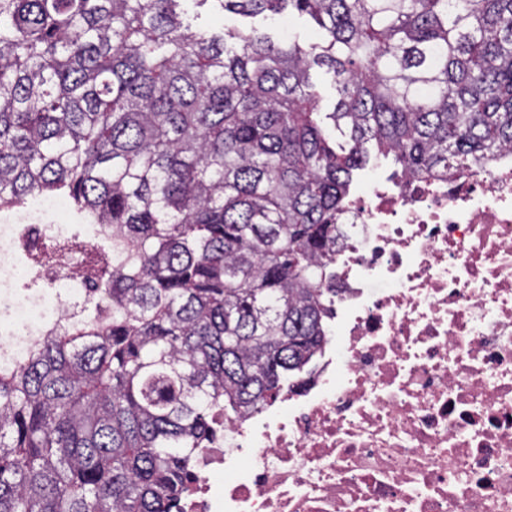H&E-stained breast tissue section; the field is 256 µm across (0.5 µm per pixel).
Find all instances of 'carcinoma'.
I'll return each mask as SVG.
<instances>
[{
  "label": "carcinoma",
  "mask_w": 512,
  "mask_h": 512,
  "mask_svg": "<svg viewBox=\"0 0 512 512\" xmlns=\"http://www.w3.org/2000/svg\"><path fill=\"white\" fill-rule=\"evenodd\" d=\"M183 2L0 0V207L64 195L134 248L86 331L0 370V512H173L222 423L321 349L355 171L512 148V0H193L306 14L307 47ZM314 81L319 87L321 95L319 105L322 112L331 111L337 98L331 75L326 74L324 71H317L314 73Z\"/></svg>",
  "instance_id": "cac0c4a2"
}]
</instances>
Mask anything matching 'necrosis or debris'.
I'll return each mask as SVG.
<instances>
[{"instance_id": "4bbe7bcc", "label": "necrosis or debris", "mask_w": 512, "mask_h": 512, "mask_svg": "<svg viewBox=\"0 0 512 512\" xmlns=\"http://www.w3.org/2000/svg\"><path fill=\"white\" fill-rule=\"evenodd\" d=\"M40 195L0 224V368L84 322L123 253ZM327 342L303 385L225 421L176 512H512V151L349 195ZM96 247L92 270L45 259ZM37 273L33 294L13 281Z\"/></svg>"}]
</instances>
